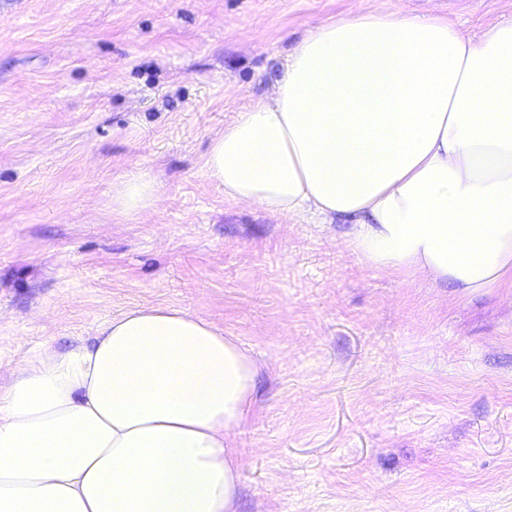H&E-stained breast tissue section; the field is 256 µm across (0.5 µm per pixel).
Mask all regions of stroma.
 <instances>
[{
    "instance_id": "stroma-1",
    "label": "stroma",
    "mask_w": 512,
    "mask_h": 512,
    "mask_svg": "<svg viewBox=\"0 0 512 512\" xmlns=\"http://www.w3.org/2000/svg\"><path fill=\"white\" fill-rule=\"evenodd\" d=\"M512 19V0H0V384L167 305L258 362L238 512H512V287L371 267L350 221L234 204L212 139L314 24ZM156 177L147 212L112 189ZM158 199L159 188L156 180L149 174L140 172L119 184L112 197V209L123 215H137L153 208Z\"/></svg>"
}]
</instances>
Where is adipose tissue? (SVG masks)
I'll use <instances>...</instances> for the list:
<instances>
[{"label": "adipose tissue", "mask_w": 512, "mask_h": 512, "mask_svg": "<svg viewBox=\"0 0 512 512\" xmlns=\"http://www.w3.org/2000/svg\"><path fill=\"white\" fill-rule=\"evenodd\" d=\"M225 199L353 219L372 266L470 293L512 282V21L362 12L309 28L205 161ZM159 199L137 173L112 199ZM258 367L205 318L137 306L35 350L0 387V512H236Z\"/></svg>", "instance_id": "adipose-tissue-1"}]
</instances>
